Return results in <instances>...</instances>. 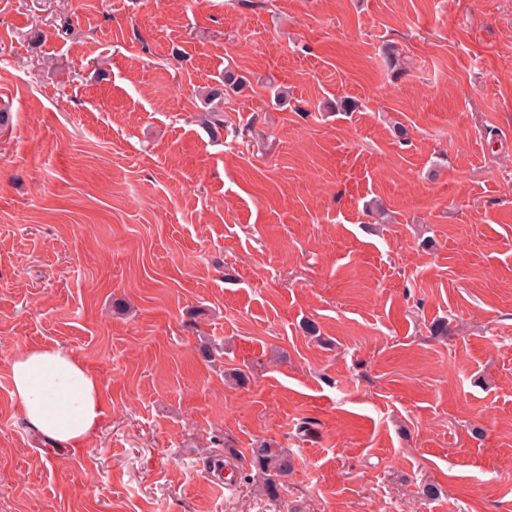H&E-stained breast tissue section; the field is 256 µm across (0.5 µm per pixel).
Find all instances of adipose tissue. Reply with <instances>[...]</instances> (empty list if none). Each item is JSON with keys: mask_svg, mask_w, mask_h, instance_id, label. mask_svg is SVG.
<instances>
[{"mask_svg": "<svg viewBox=\"0 0 512 512\" xmlns=\"http://www.w3.org/2000/svg\"><path fill=\"white\" fill-rule=\"evenodd\" d=\"M11 395L27 426L55 448L79 446L97 433L104 416L98 377L60 346L22 350L10 361Z\"/></svg>", "mask_w": 512, "mask_h": 512, "instance_id": "adipose-tissue-1", "label": "adipose tissue"}]
</instances>
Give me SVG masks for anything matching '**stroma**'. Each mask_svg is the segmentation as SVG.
Masks as SVG:
<instances>
[{
	"mask_svg": "<svg viewBox=\"0 0 512 512\" xmlns=\"http://www.w3.org/2000/svg\"><path fill=\"white\" fill-rule=\"evenodd\" d=\"M4 108L0 512H512V0H0ZM46 345L77 455L11 397ZM246 87V79L231 68L224 69V79L219 80L218 86L206 87L205 96L213 106L208 112L207 122L211 126L223 127L224 109H230L234 97L243 92ZM11 395L27 426L58 450L79 446L97 433L104 416L98 377L60 346L22 350L10 361ZM250 465L255 476L260 479L261 489L268 497L278 494L281 483L279 477L288 475L290 460L282 448H273L266 442L251 448Z\"/></svg>",
	"mask_w": 512,
	"mask_h": 512,
	"instance_id": "35a3bbf8",
	"label": "stroma"
}]
</instances>
